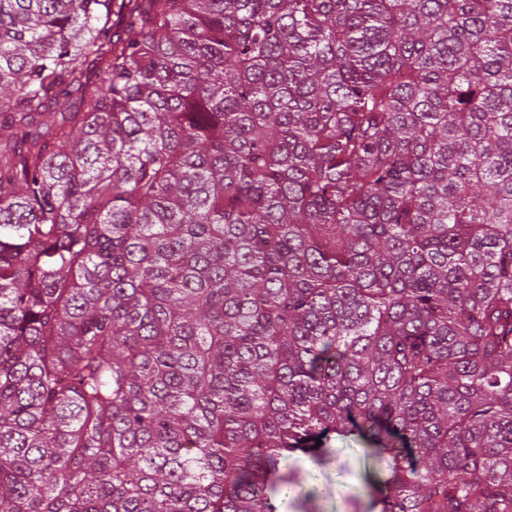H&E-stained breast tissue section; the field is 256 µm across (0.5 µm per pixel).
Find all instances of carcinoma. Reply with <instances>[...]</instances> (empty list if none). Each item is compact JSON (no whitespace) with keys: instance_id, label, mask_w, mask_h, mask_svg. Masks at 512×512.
I'll return each instance as SVG.
<instances>
[{"instance_id":"cac0c4a2","label":"carcinoma","mask_w":512,"mask_h":512,"mask_svg":"<svg viewBox=\"0 0 512 512\" xmlns=\"http://www.w3.org/2000/svg\"><path fill=\"white\" fill-rule=\"evenodd\" d=\"M512 512V0H0V512ZM332 440L327 448L298 451L289 460L288 479L305 486L315 485L313 498L300 497L284 512H369L377 479L384 463L361 448L364 445ZM356 486V488H354ZM288 510V511H287Z\"/></svg>"}]
</instances>
